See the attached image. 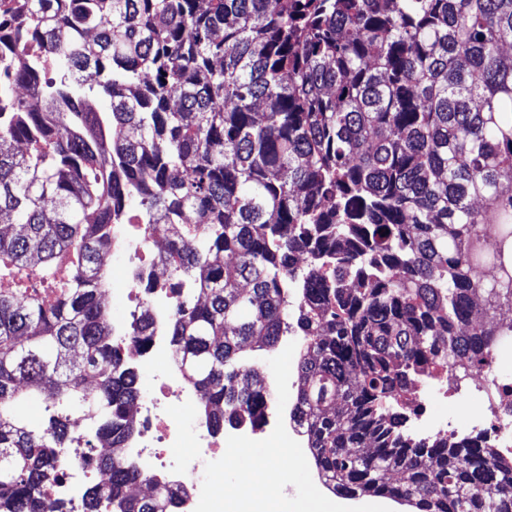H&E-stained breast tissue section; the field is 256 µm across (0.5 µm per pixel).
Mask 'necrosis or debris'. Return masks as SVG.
Wrapping results in <instances>:
<instances>
[{
	"mask_svg": "<svg viewBox=\"0 0 512 512\" xmlns=\"http://www.w3.org/2000/svg\"><path fill=\"white\" fill-rule=\"evenodd\" d=\"M159 232L158 227L129 224L125 227L126 245L116 258V275L111 293L122 302H150L156 328L150 342L139 345L126 336L124 327H116L117 343L123 360L156 370L158 390L141 395L131 409L138 427L125 444L124 458L138 468L152 471L159 478L184 488L179 512H225L224 486L217 478L229 462L225 447L251 448L256 443L287 442L293 448L294 462L305 464L310 450L301 425H283L276 418L277 408L266 405L261 425L211 431L205 424L189 421L185 411L198 403V394L187 386L174 363V352L167 336L166 324L171 314L170 294L157 289L143 295L139 280L159 278L157 261H144L143 255ZM500 239V227L485 225L482 235L473 241L469 262L476 279L494 281L501 273L492 263V254ZM435 393L468 388L473 400L490 413L492 423L488 443L504 457H512V374L498 365H463L448 367L435 376ZM86 419L75 421L74 448L61 455L60 478L47 488L48 499L64 503L67 512H84V492L88 483L101 480L104 472L98 465V440L89 434ZM171 448L183 449L179 461L167 458Z\"/></svg>",
	"mask_w": 512,
	"mask_h": 512,
	"instance_id": "obj_1",
	"label": "necrosis or debris"
}]
</instances>
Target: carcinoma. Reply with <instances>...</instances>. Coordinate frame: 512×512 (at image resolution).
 I'll return each mask as SVG.
<instances>
[{"label":"carcinoma","instance_id":"obj_1","mask_svg":"<svg viewBox=\"0 0 512 512\" xmlns=\"http://www.w3.org/2000/svg\"><path fill=\"white\" fill-rule=\"evenodd\" d=\"M3 48L0 280L66 277L49 306L0 289V512H65L45 488L89 413L111 453L85 512H177L118 454L138 375L101 301V253L145 214L169 277L144 292L197 285L168 329L208 426L258 425L272 397L244 352L293 333L288 421L333 490L512 512L511 458L413 439L401 412L417 378L512 336L471 319L478 296L512 307V275L480 284L466 252L491 220L512 265V0H0ZM154 330L145 311L128 333ZM44 393L32 429L18 409Z\"/></svg>","mask_w":512,"mask_h":512}]
</instances>
